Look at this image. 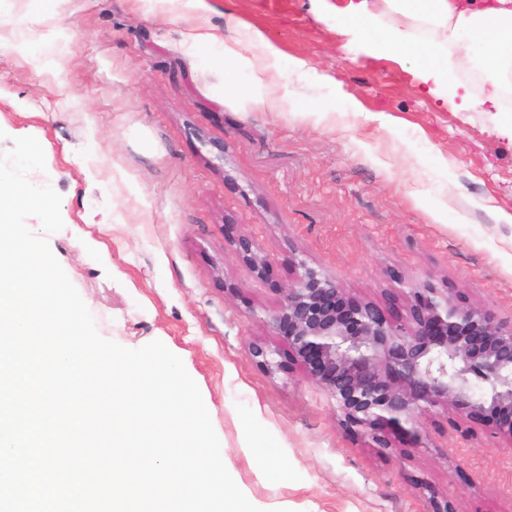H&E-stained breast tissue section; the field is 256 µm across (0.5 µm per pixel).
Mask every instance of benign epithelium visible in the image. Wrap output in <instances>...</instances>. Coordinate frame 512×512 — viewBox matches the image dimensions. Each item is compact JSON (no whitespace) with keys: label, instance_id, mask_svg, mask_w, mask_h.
<instances>
[{"label":"benign epithelium","instance_id":"7a95c632","mask_svg":"<svg viewBox=\"0 0 512 512\" xmlns=\"http://www.w3.org/2000/svg\"><path fill=\"white\" fill-rule=\"evenodd\" d=\"M257 274L267 260L253 242L239 243ZM266 324L281 336L311 381L336 402L340 423L388 436L427 441L419 418L451 410L480 417L512 441V324L477 307H459L438 288L405 284V318L372 302L352 304L336 277L297 262Z\"/></svg>","mask_w":512,"mask_h":512}]
</instances>
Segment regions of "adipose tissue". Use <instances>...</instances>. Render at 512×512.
I'll return each instance as SVG.
<instances>
[{"label":"adipose tissue","instance_id":"adipose-tissue-1","mask_svg":"<svg viewBox=\"0 0 512 512\" xmlns=\"http://www.w3.org/2000/svg\"><path fill=\"white\" fill-rule=\"evenodd\" d=\"M387 8L400 16L399 24L387 33L384 49L403 51L416 61L424 81L430 82L432 94L448 93L451 75L458 70L483 68L487 77L482 99L498 105L505 80L512 75V0H489L475 5L474 0H384ZM428 26L429 37L420 39L413 32L415 25ZM186 38L197 46H219L228 77L224 89L238 95L253 107L275 109L270 95L268 75L279 71L283 52L270 43L264 33L247 28L242 39L231 43L220 41L206 27H190ZM261 49L263 67H255L253 49ZM250 70L251 80L239 87L233 76Z\"/></svg>","mask_w":512,"mask_h":512}]
</instances>
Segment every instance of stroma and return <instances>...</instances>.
<instances>
[{"instance_id": "35a3bbf8", "label": "stroma", "mask_w": 512, "mask_h": 512, "mask_svg": "<svg viewBox=\"0 0 512 512\" xmlns=\"http://www.w3.org/2000/svg\"><path fill=\"white\" fill-rule=\"evenodd\" d=\"M352 0H13L0 20V154L35 137L61 196L51 250L99 334L158 340L196 382L239 484L290 512H512V443L482 421L420 419L427 447H373L342 425L266 318L295 259L354 301L405 317L401 284L447 289L512 322V135L469 88L433 96L414 60L342 18ZM24 24H15V17ZM224 40L261 28L303 75L272 74L269 112L224 93L223 62L190 47L188 22ZM57 39L54 62L18 51ZM358 100L362 111L349 109ZM270 261L257 276L238 250ZM270 351L266 368L250 349ZM269 447L261 480L242 447Z\"/></svg>"}]
</instances>
